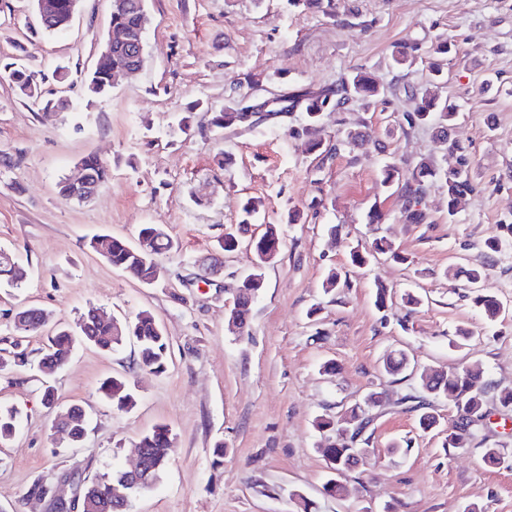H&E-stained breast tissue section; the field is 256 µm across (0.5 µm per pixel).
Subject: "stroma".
Listing matches in <instances>:
<instances>
[{
	"instance_id": "1",
	"label": "stroma",
	"mask_w": 512,
	"mask_h": 512,
	"mask_svg": "<svg viewBox=\"0 0 512 512\" xmlns=\"http://www.w3.org/2000/svg\"><path fill=\"white\" fill-rule=\"evenodd\" d=\"M150 24L139 72L119 78L103 99L64 96L54 75L67 64L73 81L92 70L106 33L112 0H83L61 32L44 31L30 0H0V249L10 251L26 277L0 284V404L21 413V424L0 442V512H51L50 500L30 497L37 482L58 477L92 481L132 466L131 450L155 425L174 437L159 481L134 496L129 512H512V419L492 413L470 447H443V434L422 433L414 412L395 399L407 380L387 375L383 358L405 351L418 367L450 370L480 364L502 388H512V254L487 272L485 287L506 305L496 329L466 298L465 278L448 267L479 261L484 242L512 219V0H325L317 8L288 0H147ZM459 48L444 65L439 93L464 113L454 136L469 145L467 195L455 223L446 220L447 191L430 186L427 224L404 217L400 193L383 188L387 156L414 165L430 155L444 168L451 157L435 149L434 131L401 133L404 95L370 109L325 113L322 136L365 124L373 139L318 163L304 139L283 133L303 123L294 111L251 129L216 136L207 110H219L257 89L320 90L339 75L363 68L382 84L415 85L418 72L396 74L391 55L417 45L428 54L436 37ZM22 62L34 74L43 101L22 100L7 66ZM201 104L189 134L177 120ZM225 153L231 165L213 157ZM94 154L112 167V182L91 201L69 202L57 184L81 157ZM264 202L265 221L241 234L239 250L223 254L220 275L204 276L199 260L237 227L247 198ZM324 198L313 206L315 198ZM301 223L288 221L290 209ZM378 209L380 224L367 213ZM143 224H157L179 245L163 257L165 276L146 287L113 268L88 246L96 234L136 241ZM279 225L283 246L264 270L249 335L228 331L226 316L240 274L250 265L247 243L266 225ZM338 225L336 238L327 228ZM388 238L406 263L379 260L358 269L352 246ZM337 269L347 287L327 293L323 281ZM392 293L377 310V285ZM422 297L417 308L405 293ZM24 306L43 309L50 323L70 322L88 307L134 317L151 311L168 342V366L141 368L134 343L104 354L79 349L54 375L55 409L41 402L36 366L44 337L14 323ZM471 330L461 349L449 347L455 328ZM28 365L13 366L15 353ZM338 372H328L329 364ZM125 376L135 383L136 407L113 409L100 382ZM384 403L367 430L371 451L345 474L346 493L331 496L321 454L327 437L313 420L338 416L371 391ZM88 410L82 447L54 430L59 411ZM410 448L394 452L397 439ZM223 454H215L216 445ZM500 445L504 461L490 467L486 447Z\"/></svg>"
}]
</instances>
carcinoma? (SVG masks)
<instances>
[{
    "instance_id": "1",
    "label": "carcinoma",
    "mask_w": 512,
    "mask_h": 512,
    "mask_svg": "<svg viewBox=\"0 0 512 512\" xmlns=\"http://www.w3.org/2000/svg\"><path fill=\"white\" fill-rule=\"evenodd\" d=\"M141 0H112V29L120 27L133 28L139 21L138 5ZM417 46L400 48L394 57L397 67L412 68L416 65ZM132 58L127 50L112 45V58L109 65L114 71L130 68ZM430 76L418 85L407 86L404 92L414 100L415 105L401 115V128L413 129L421 125H431L435 129V140L440 151L456 157L457 167L446 171L438 167L435 160L425 157L419 160L413 169L405 173L397 160L390 158L381 170L380 183L383 187L400 190L407 198L406 221L412 224L428 223V215L421 208L426 188L441 182L447 187L448 223H453L461 208L462 200L475 190L469 177L471 157L467 148L451 136L461 119V113L448 101L436 93L437 77L442 74V65L435 59L428 62ZM10 78L18 94L27 99L39 98V89L33 77L21 66L14 67ZM112 88L107 72L96 68L82 83L81 95L86 97H103ZM386 89L377 83L365 71H357L351 76H341L336 83L318 92L304 91L288 95V112L300 109L305 112L306 123L300 127L288 128V134L307 139L308 148L318 154L320 163H325L335 154V150L325 146V140L318 136L322 116L326 112H345L351 106L368 109L377 103H386ZM252 108L249 98L237 100L233 105L219 112L209 113L208 122L215 133L235 124L244 126L245 112ZM369 138V134L359 128L343 129L336 132V145L356 146ZM87 173L88 183L101 187L110 183L112 170L110 165L94 154L80 160ZM263 207L261 200L253 198L242 205L244 227L255 223ZM501 233L484 243L481 260L468 268L460 270L470 287L475 289L474 304L480 309L484 319L489 323L498 321L503 312L502 302L491 292L477 291L478 285L485 277L488 267L495 265L506 247L512 246V221L500 224ZM138 237L148 241L147 251L143 252L124 239L107 235L92 238L89 247L108 261L112 267L127 273L143 285H149L156 279L158 268L162 267L159 256L178 250V245L160 227L144 224ZM281 249V238L277 225H266L263 234L252 240L251 250L254 261L266 265L273 261ZM379 254L390 256L397 262L406 258L393 250L392 244L384 237L377 238L370 247L353 248L349 253L350 264L355 267L367 265ZM264 287V273L257 275L246 273L240 278L237 290L240 293L237 307L234 308L233 325L238 334L250 332L251 310L257 296ZM15 322L28 326V332L40 335L47 323V314L38 308L27 307L15 314ZM46 351L38 364L43 376L49 377L63 370L69 363L76 347L84 343L103 352H112L126 341L134 340L138 347L139 364L155 373L166 369L167 342L163 329L155 317L148 311H140L127 324L121 334L115 332L110 319L103 318L96 308H89L77 319L75 325L58 324L46 336ZM386 373L397 376L408 368V358L403 352H391L383 360ZM100 393L120 410H130L137 404L138 396L130 381L123 377L105 379L99 387ZM454 401L457 419L448 427L445 446L448 448H465L483 429V420L488 416L489 402L512 411V389H497L486 378L485 370L479 365H472L449 371L440 370L433 374L425 371L419 375L417 384L397 398L396 404L407 405L418 413V425L422 431H430L439 425L435 413V403L442 398ZM383 398L379 392L365 395L363 402L347 408L341 416V424L324 415L316 417L314 427L318 431H331L334 440L329 446L320 449L323 457L339 462L341 474H346L360 457L356 445H369L370 438L364 436L370 418V410L381 406ZM20 423V411L15 407L0 406V441L10 439ZM345 427L352 430L347 437L339 432ZM137 447L146 449L153 461L152 481L160 479L165 470L172 448V433L166 425H156L144 433ZM122 471L104 474L97 481L86 486L89 498L98 501V512H128V509H116L112 506L109 483L116 481Z\"/></svg>"
}]
</instances>
